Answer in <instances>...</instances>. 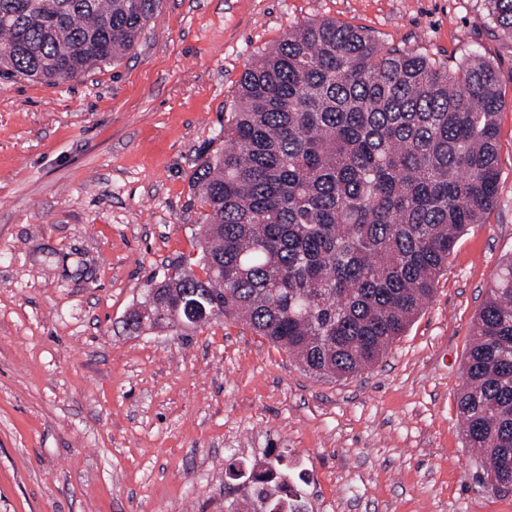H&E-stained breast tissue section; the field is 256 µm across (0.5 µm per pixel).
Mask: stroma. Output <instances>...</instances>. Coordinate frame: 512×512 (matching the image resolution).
<instances>
[{
  "instance_id": "obj_1",
  "label": "stroma",
  "mask_w": 512,
  "mask_h": 512,
  "mask_svg": "<svg viewBox=\"0 0 512 512\" xmlns=\"http://www.w3.org/2000/svg\"><path fill=\"white\" fill-rule=\"evenodd\" d=\"M496 69L500 181L386 355L318 380L239 322L130 333L144 283L192 254L190 176L233 91L292 26ZM512 256V39L486 0H160L134 49L48 86L0 75V512H225V473L276 448L314 512H512L478 479L457 395Z\"/></svg>"
}]
</instances>
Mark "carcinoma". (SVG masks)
Wrapping results in <instances>:
<instances>
[{
    "instance_id": "1",
    "label": "carcinoma",
    "mask_w": 512,
    "mask_h": 512,
    "mask_svg": "<svg viewBox=\"0 0 512 512\" xmlns=\"http://www.w3.org/2000/svg\"><path fill=\"white\" fill-rule=\"evenodd\" d=\"M157 0H0V71L47 85L130 51ZM512 35V0H488ZM493 63L385 48L333 20L288 30L244 72L222 143L190 178L197 255L146 280L137 331L233 318L316 378L377 363L433 297L499 186ZM457 400L483 478L512 491V259L473 323Z\"/></svg>"
}]
</instances>
